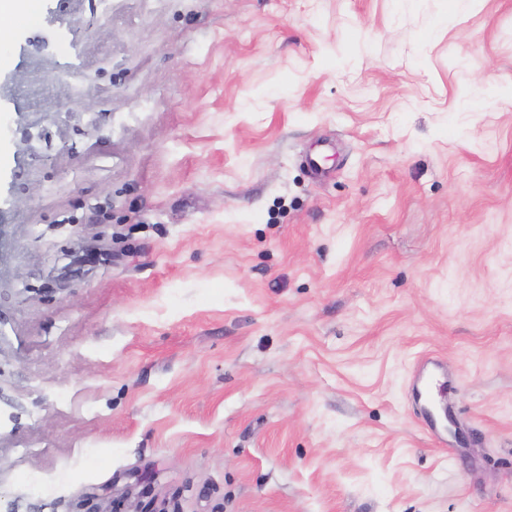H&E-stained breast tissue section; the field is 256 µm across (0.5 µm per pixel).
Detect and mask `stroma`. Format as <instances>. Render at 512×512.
<instances>
[{
    "label": "stroma",
    "mask_w": 512,
    "mask_h": 512,
    "mask_svg": "<svg viewBox=\"0 0 512 512\" xmlns=\"http://www.w3.org/2000/svg\"><path fill=\"white\" fill-rule=\"evenodd\" d=\"M0 411V512H512V0H39Z\"/></svg>",
    "instance_id": "35a3bbf8"
}]
</instances>
